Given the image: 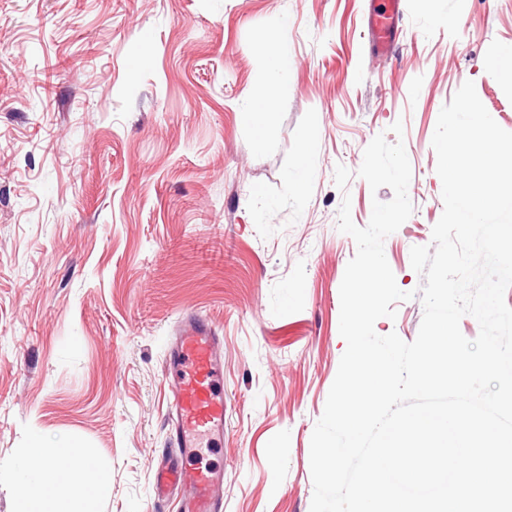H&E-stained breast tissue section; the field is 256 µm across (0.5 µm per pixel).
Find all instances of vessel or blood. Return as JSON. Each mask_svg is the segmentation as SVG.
<instances>
[{
    "label": "vessel or blood",
    "mask_w": 512,
    "mask_h": 512,
    "mask_svg": "<svg viewBox=\"0 0 512 512\" xmlns=\"http://www.w3.org/2000/svg\"><path fill=\"white\" fill-rule=\"evenodd\" d=\"M401 0H379L368 16V37L382 55L394 54L396 19ZM165 362L173 374L172 450L154 470L156 495L174 498L177 512H222L218 490L224 468L199 462L201 449L217 450L224 443V352L216 328L194 315L184 317L170 338Z\"/></svg>",
    "instance_id": "obj_1"
}]
</instances>
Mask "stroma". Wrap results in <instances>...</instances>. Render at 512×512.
Returning a JSON list of instances; mask_svg holds the SVG:
<instances>
[{"instance_id": "stroma-1", "label": "stroma", "mask_w": 512, "mask_h": 512, "mask_svg": "<svg viewBox=\"0 0 512 512\" xmlns=\"http://www.w3.org/2000/svg\"><path fill=\"white\" fill-rule=\"evenodd\" d=\"M398 52L368 41V0H0V512L33 438L81 442L109 494L73 512H176L155 499L170 446L165 342L194 314L224 346V512H310L311 436L346 343L340 286L366 226L357 171L403 140L412 215L384 241L400 289L424 279L444 203L432 137L473 81L512 132V0H402ZM294 65L255 127L265 63ZM404 125L403 137L391 127ZM352 177L334 182L336 166ZM379 335L413 342L420 298Z\"/></svg>"}]
</instances>
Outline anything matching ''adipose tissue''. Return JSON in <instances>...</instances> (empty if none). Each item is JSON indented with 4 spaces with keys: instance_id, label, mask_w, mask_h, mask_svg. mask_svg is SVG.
Masks as SVG:
<instances>
[{
    "instance_id": "obj_1",
    "label": "adipose tissue",
    "mask_w": 512,
    "mask_h": 512,
    "mask_svg": "<svg viewBox=\"0 0 512 512\" xmlns=\"http://www.w3.org/2000/svg\"><path fill=\"white\" fill-rule=\"evenodd\" d=\"M26 473L18 490V512H63L59 487L62 479H77L93 462L77 442L52 449L32 443L25 455Z\"/></svg>"
}]
</instances>
